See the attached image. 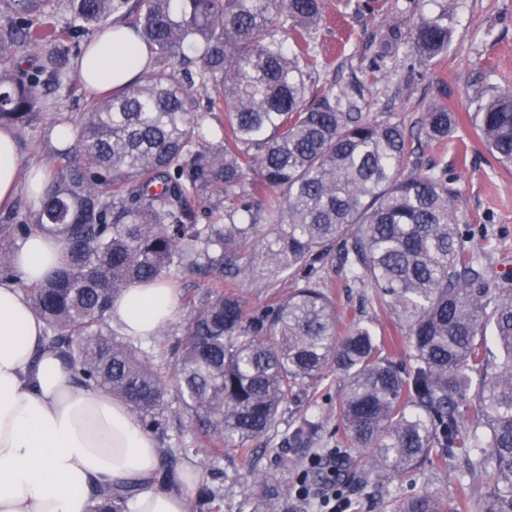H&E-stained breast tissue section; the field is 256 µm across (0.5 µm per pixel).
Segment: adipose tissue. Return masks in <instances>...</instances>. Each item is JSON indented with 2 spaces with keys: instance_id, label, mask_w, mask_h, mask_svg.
<instances>
[{
  "instance_id": "1",
  "label": "adipose tissue",
  "mask_w": 512,
  "mask_h": 512,
  "mask_svg": "<svg viewBox=\"0 0 512 512\" xmlns=\"http://www.w3.org/2000/svg\"><path fill=\"white\" fill-rule=\"evenodd\" d=\"M149 62L132 31L117 23L97 34L79 64L85 89L100 94L137 80ZM12 131L0 128V208L19 193L36 198L42 168L20 184ZM66 259L60 238L33 233L14 258L27 282L39 281ZM177 309L171 288L138 285L115 300L110 319L134 341L155 336ZM43 321L13 283L0 282V512H90L95 490L144 483L132 512H187L201 479L197 466L169 472L153 486L160 450L122 401L98 388L79 389L70 366L44 339Z\"/></svg>"
}]
</instances>
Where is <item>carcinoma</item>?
Here are the masks:
<instances>
[{
  "instance_id": "cac0c4a2",
  "label": "carcinoma",
  "mask_w": 512,
  "mask_h": 512,
  "mask_svg": "<svg viewBox=\"0 0 512 512\" xmlns=\"http://www.w3.org/2000/svg\"><path fill=\"white\" fill-rule=\"evenodd\" d=\"M58 2L0 0V123L24 129L60 109L58 90H79L71 61L95 27L118 20L150 54L139 82L86 101L33 217L0 224V282L21 286L76 386L108 391L165 438L164 377L114 332L109 312L127 289L188 271L207 291L170 354L177 400L219 444L207 458L246 452L329 368L348 378L336 410L346 441L370 452L366 470L338 447L294 463L292 494L256 475L263 496L251 512H305L314 500L320 512H345L365 488L411 484L456 456L468 493L404 494L392 512H512V289L460 236L449 179L432 166L402 174L409 137L400 122L364 117L352 89L305 103L321 0H68L64 29L52 22ZM452 31L446 9L407 37L388 23L380 56L406 45L430 64ZM200 90L209 108L227 112L215 126L198 112ZM466 110L495 161L512 166V93L485 69ZM453 130L448 104L434 100L424 137ZM36 231L60 236L67 260L27 283L11 256ZM338 243L349 277L408 328V366L382 355L369 326L338 329L316 270ZM258 259L295 281L276 306L251 314L235 282ZM470 395L469 418L460 404ZM319 430L305 419L291 444ZM140 489H99L93 512H125ZM219 494L204 484L189 507L203 512Z\"/></svg>"
}]
</instances>
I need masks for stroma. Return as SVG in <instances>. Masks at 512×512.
<instances>
[{"mask_svg":"<svg viewBox=\"0 0 512 512\" xmlns=\"http://www.w3.org/2000/svg\"><path fill=\"white\" fill-rule=\"evenodd\" d=\"M401 0H377L374 11L355 10L349 0H323L322 20L315 37L317 65L312 73L311 93L321 95L332 83L360 84V111L369 116L389 115L413 130L412 154L403 164L404 172L414 165L435 164L447 171L456 191L455 205L466 218L460 229L469 246L482 247L490 255L494 270L512 275V168L499 166L474 136L467 118L465 99L480 67L494 69L493 81L499 89L512 91V0H419L416 10L397 12ZM445 6L455 21L447 51L433 64L416 59L408 49L377 61L380 26L395 19L402 31L411 30L421 14ZM447 101L459 118V128L444 143H430L419 135L420 122L430 104ZM83 110L80 95H64L60 111L49 113L38 123L17 131L20 162L23 169L48 167L59 145L52 138L58 123L68 121ZM322 274L338 311L339 329L356 321L370 324L376 331L384 353L398 363H408L411 352L407 330L390 323L370 302V288L353 282L335 264H326ZM168 283L178 296L172 321L143 350L155 358L169 387L167 401H178L174 360L167 351L183 340L193 305L202 297L205 281L190 273L178 272ZM238 288L249 312L257 313L286 296L293 288L288 276L271 278L267 270L256 266L242 274ZM346 388V380L336 372L300 392L282 411L277 426L252 441L251 457L230 454L201 470L202 482L221 487L223 497L211 512H239L245 499H257L259 484L248 475L251 467L270 471L284 491H291L292 462L300 449L289 447L286 436L302 419L312 418L323 426L321 447L344 443L336 407ZM170 432L177 435L181 451L176 456L161 455L160 474H167L183 462L197 460V451L206 447V438L188 415L176 412L170 418Z\"/></svg>","mask_w":512,"mask_h":512,"instance_id":"obj_1","label":"stroma"}]
</instances>
